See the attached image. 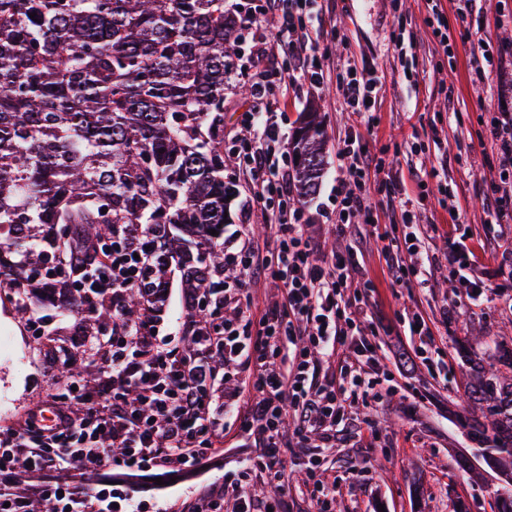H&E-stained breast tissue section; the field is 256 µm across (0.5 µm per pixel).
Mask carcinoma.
I'll list each match as a JSON object with an SVG mask.
<instances>
[{"instance_id":"carcinoma-1","label":"carcinoma","mask_w":512,"mask_h":512,"mask_svg":"<svg viewBox=\"0 0 512 512\" xmlns=\"http://www.w3.org/2000/svg\"><path fill=\"white\" fill-rule=\"evenodd\" d=\"M244 29L224 0H0V272L20 312L48 299L68 321L80 299L40 284L92 261L119 224H148L157 242L127 319L177 271L202 295L217 286L236 193L224 85ZM325 146L310 109L292 143L299 201L316 193ZM496 362L470 376L467 427L499 471L512 469V346ZM492 494L494 512H512V488Z\"/></svg>"}]
</instances>
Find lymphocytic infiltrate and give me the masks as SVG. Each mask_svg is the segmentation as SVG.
Returning <instances> with one entry per match:
<instances>
[{
  "label": "lymphocytic infiltrate",
  "mask_w": 512,
  "mask_h": 512,
  "mask_svg": "<svg viewBox=\"0 0 512 512\" xmlns=\"http://www.w3.org/2000/svg\"><path fill=\"white\" fill-rule=\"evenodd\" d=\"M455 2L453 16L435 5L426 19L447 55L453 51L450 25L458 26L461 40L471 35L474 0ZM322 15L319 0H288L282 15L269 0L253 17V25L273 29L270 51L295 62L276 76L283 89L301 77L323 78L316 62ZM381 84L376 71L353 69L336 86L346 111L361 123L346 130L338 153L336 227L349 243L323 260L315 257L316 243L302 211L283 204L288 181L271 149L284 123L278 103L243 113L238 166L270 234L262 242L242 239L225 257V264L244 276L214 289L199 307L191 327L201 337L196 353L160 340L153 300L144 301L137 320L122 312L124 293L139 287L150 261L151 237L143 226L124 225L120 237L102 243L94 264L72 276L85 312L111 311L112 326L83 328L82 342L64 361L69 376L56 396L54 425L33 415L0 429V512H168L163 499L140 494L136 478L152 471H201L221 451L226 415L238 420L244 434L258 435L262 447L256 457L225 472L222 486L187 503L188 512H291L278 488L262 499L247 492L259 472L276 485L282 481L283 456L291 443L302 460L311 512H333L337 496L358 484L353 470L342 482L327 474L322 456L344 439L358 404L379 400L375 387L391 372L373 349L380 330L367 292L352 288V279L373 236L382 244L395 283L425 289L433 262L421 248L417 225L380 231L365 193L372 176L386 167L385 159L369 155L363 143L377 124L374 100ZM480 120L496 153L491 221L512 224V113L484 112ZM249 274L278 281L280 299L256 307L245 281ZM407 329L419 338L415 363L440 372L447 351L437 345L423 315H409ZM333 357L339 360L335 373L324 368ZM85 365L98 368L95 384L84 383ZM245 393L251 401L244 409L239 400ZM111 465L121 470V480L101 479Z\"/></svg>",
  "instance_id": "f902f5d3"
}]
</instances>
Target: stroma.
<instances>
[{"mask_svg": "<svg viewBox=\"0 0 512 512\" xmlns=\"http://www.w3.org/2000/svg\"><path fill=\"white\" fill-rule=\"evenodd\" d=\"M323 9L320 51L331 75L323 84L303 80L285 96L272 82L265 95H257L253 84L258 71L288 68L287 58L258 56L257 43L272 37L265 29H246L228 60L235 76L224 91V173L235 178L238 191L227 206L224 250H235L244 223H251L254 235L265 233L234 162L233 135L241 128L243 112L272 99L280 100L286 114L285 132H293L308 108H316L321 116L326 169L302 210L319 255L345 246V238L324 217L332 208L338 149L348 123L335 79L350 64L376 69L383 77L377 103L380 125L367 136V150L385 156L408 193H415L416 178L435 170L450 197L443 207L434 193L412 209L413 222L436 227L431 245L436 262L428 289L392 283L376 242L365 250L358 278L372 286L368 302L373 315L393 328L392 335L380 338L384 362L403 357L399 318L418 312L435 323L447 319L449 371L444 380L422 368L394 373L392 382L380 388L383 401L358 409L343 446L329 450L324 460L330 472L340 475L353 467L361 474L358 485L337 498L336 512H453L460 499L466 501L468 512H492L497 474L488 471L476 481L461 466L471 442L460 425L468 416L469 367L459 347L468 345L487 364L493 342L512 345V269L502 264L505 250L512 247V226L489 221L486 189L494 176L493 150L479 145L476 134L479 113L500 109L502 98L494 82L472 83L468 71L478 40L512 45V0H488L484 14L471 26V42L457 44L450 57L438 49L425 23V0H323ZM407 67L415 72L416 81H405ZM461 241L478 251L473 274L487 287L485 299L473 304L458 301L466 285L448 271L447 257ZM38 314L44 319L39 336L18 312L12 295L0 293V333L14 338L11 356L0 353V426L51 399L56 388L51 370L72 347L73 326L59 321L53 305L42 304ZM191 317L184 284L180 276H173L157 316L161 336L171 345L185 346ZM258 452V437L240 433L237 423L226 420L222 465L166 489L170 512H182L185 502L201 489L221 485L225 465Z\"/></svg>", "mask_w": 512, "mask_h": 512, "instance_id": "stroma-1", "label": "stroma"}]
</instances>
